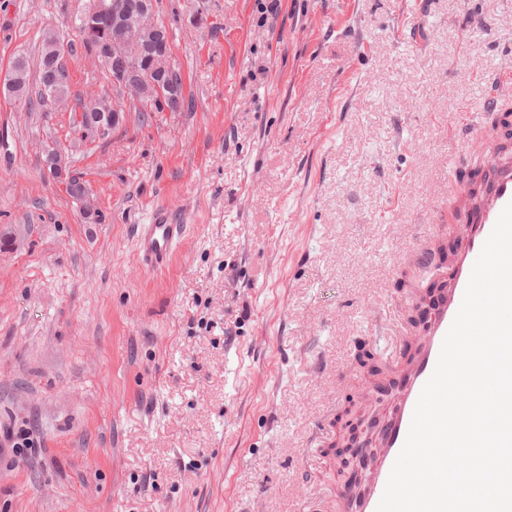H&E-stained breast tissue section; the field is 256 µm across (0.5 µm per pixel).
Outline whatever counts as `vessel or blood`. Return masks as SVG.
Listing matches in <instances>:
<instances>
[{
  "instance_id": "b4317fda",
  "label": "vessel or blood",
  "mask_w": 512,
  "mask_h": 512,
  "mask_svg": "<svg viewBox=\"0 0 512 512\" xmlns=\"http://www.w3.org/2000/svg\"><path fill=\"white\" fill-rule=\"evenodd\" d=\"M468 124L473 138L482 145L458 158L470 177L450 190L448 221L456 226L452 258L438 276V290L411 344L412 352L403 356L397 370L394 398L378 422L375 446L365 453L368 477L360 488H337L336 512H377L420 393L435 370L443 339L461 306L474 263L502 210L512 202V150L506 137L483 135L478 114H470ZM187 231V225L167 210H154L150 221L137 227L135 248L140 266L150 272L164 270Z\"/></svg>"
}]
</instances>
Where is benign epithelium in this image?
I'll return each instance as SVG.
<instances>
[{
    "mask_svg": "<svg viewBox=\"0 0 512 512\" xmlns=\"http://www.w3.org/2000/svg\"><path fill=\"white\" fill-rule=\"evenodd\" d=\"M82 11L89 31L102 22L112 23V44L116 50L109 53L95 47L91 55L102 69L112 71L113 87L122 94L113 99L115 111L129 112L133 106L151 111L155 99H143L139 88L158 85L170 72L165 45L145 44L138 39L140 31L157 28L154 0H88ZM74 120L80 133L90 134L96 140L109 138L115 127L113 123L95 124L82 112L75 113Z\"/></svg>",
    "mask_w": 512,
    "mask_h": 512,
    "instance_id": "benign-epithelium-1",
    "label": "benign epithelium"
}]
</instances>
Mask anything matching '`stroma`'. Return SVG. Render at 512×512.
<instances>
[{"mask_svg":"<svg viewBox=\"0 0 512 512\" xmlns=\"http://www.w3.org/2000/svg\"><path fill=\"white\" fill-rule=\"evenodd\" d=\"M65 1L0 0V70L75 41ZM158 10L186 108L74 142L68 113L0 94V512H329L366 470L317 435L391 400L377 323L424 283L465 114L512 124V0ZM51 139L102 223L46 170ZM157 205L189 233L149 272Z\"/></svg>","mask_w":512,"mask_h":512,"instance_id":"stroma-1","label":"stroma"}]
</instances>
